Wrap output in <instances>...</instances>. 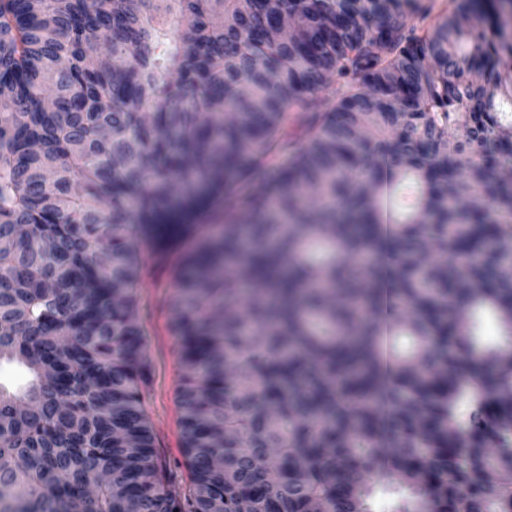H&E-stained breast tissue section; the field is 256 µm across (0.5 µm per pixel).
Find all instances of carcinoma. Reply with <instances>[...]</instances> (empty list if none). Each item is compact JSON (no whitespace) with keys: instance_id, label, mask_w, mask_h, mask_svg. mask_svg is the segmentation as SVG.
<instances>
[{"instance_id":"1","label":"carcinoma","mask_w":512,"mask_h":512,"mask_svg":"<svg viewBox=\"0 0 512 512\" xmlns=\"http://www.w3.org/2000/svg\"><path fill=\"white\" fill-rule=\"evenodd\" d=\"M103 47L126 57L114 77ZM1 87L16 512H367L374 461L409 490L401 512H512V404L491 399L512 387V345L473 352L479 310L512 336L496 9L0 0ZM433 243L455 260H429ZM168 266L184 493L158 463L137 319ZM398 335L411 351L385 349ZM93 480L89 502L68 492Z\"/></svg>"}]
</instances>
